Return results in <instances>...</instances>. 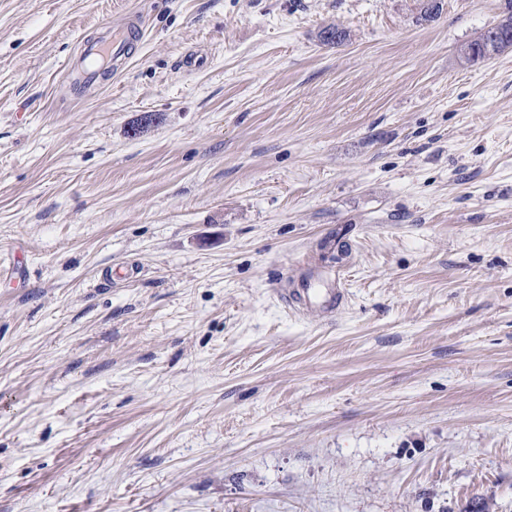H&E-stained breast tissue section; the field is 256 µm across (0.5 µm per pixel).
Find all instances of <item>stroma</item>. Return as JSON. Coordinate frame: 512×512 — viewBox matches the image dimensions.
I'll use <instances>...</instances> for the list:
<instances>
[{
  "instance_id": "obj_1",
  "label": "stroma",
  "mask_w": 512,
  "mask_h": 512,
  "mask_svg": "<svg viewBox=\"0 0 512 512\" xmlns=\"http://www.w3.org/2000/svg\"><path fill=\"white\" fill-rule=\"evenodd\" d=\"M511 2L0 0V512H512ZM508 16V17H507ZM507 21L508 24H504ZM470 48V53H465V48ZM512 48V11L497 24L488 27L478 33L473 39L463 44L459 49V57L465 63H471L480 59L491 58ZM136 32L137 28L134 26L107 27L100 37L85 40L80 47L79 56L66 65L70 85L79 91L97 87L100 70L93 62L105 60L107 64L112 63V69L121 65L128 59ZM293 298L309 307L334 312L336 304L341 300V295L337 288L329 284L327 288H312L311 283L306 282L301 285V288L294 291Z\"/></svg>"
}]
</instances>
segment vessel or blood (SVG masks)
<instances>
[{
	"mask_svg": "<svg viewBox=\"0 0 512 512\" xmlns=\"http://www.w3.org/2000/svg\"><path fill=\"white\" fill-rule=\"evenodd\" d=\"M136 32L137 29L133 26L110 27L100 37L85 40L78 57L66 65L71 86L79 91L97 87L100 78L98 61L103 60L115 66L121 65L128 58ZM293 297L307 306L331 312L335 311L341 299L337 288H315L308 282L294 291Z\"/></svg>",
	"mask_w": 512,
	"mask_h": 512,
	"instance_id": "b4317fda",
	"label": "vessel or blood"
}]
</instances>
